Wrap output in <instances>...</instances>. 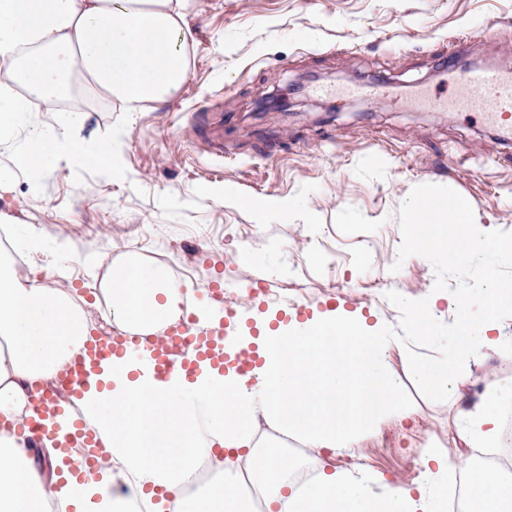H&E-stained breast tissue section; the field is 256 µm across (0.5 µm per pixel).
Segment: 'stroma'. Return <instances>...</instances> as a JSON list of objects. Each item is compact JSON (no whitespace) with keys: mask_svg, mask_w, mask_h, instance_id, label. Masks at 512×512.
<instances>
[{"mask_svg":"<svg viewBox=\"0 0 512 512\" xmlns=\"http://www.w3.org/2000/svg\"><path fill=\"white\" fill-rule=\"evenodd\" d=\"M189 71L180 91L127 112L116 102L88 106L81 138L126 133L120 175L98 166L18 172L0 194V226L17 243L38 229L44 249L67 240L73 257L48 287H99L107 259L124 254L149 225L157 241L146 261L190 269L184 287L243 283L268 275L281 303L323 310L339 292L367 324L398 327L402 298L432 289L460 293L495 273L512 284V264L490 250L465 272L437 259L404 258L413 199L453 195L497 236L512 240V143L478 113L427 112L409 91L451 90L441 68L450 43L467 35L464 61L512 71V0H193ZM302 83L290 112L258 106L275 89ZM381 83L388 99H340L346 85ZM288 202V217L266 205ZM392 351L413 420L393 428L371 472L411 483L424 448L460 451L454 409L407 372L413 359ZM461 393L512 379V350L469 358Z\"/></svg>","mask_w":512,"mask_h":512,"instance_id":"1","label":"stroma"}]
</instances>
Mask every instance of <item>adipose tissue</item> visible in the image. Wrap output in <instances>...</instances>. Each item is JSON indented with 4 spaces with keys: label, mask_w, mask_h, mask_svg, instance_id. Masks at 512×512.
Instances as JSON below:
<instances>
[{
    "label": "adipose tissue",
    "mask_w": 512,
    "mask_h": 512,
    "mask_svg": "<svg viewBox=\"0 0 512 512\" xmlns=\"http://www.w3.org/2000/svg\"><path fill=\"white\" fill-rule=\"evenodd\" d=\"M189 9V0H0V65L45 107L56 104L77 72L90 92L134 112L143 102L169 99L184 82ZM26 112L0 89V147L19 159L41 170L115 165L123 130L101 140L78 139L84 122L78 107L63 124L22 136ZM455 213V200L418 196L415 221L426 231L410 236V254L443 252L450 266L465 270L470 254L492 242L494 232ZM449 215V243L434 242L429 227ZM120 264L121 274L106 276L101 285L117 325L155 332L179 317L181 291L161 268L135 257ZM444 298L434 291L417 301L403 299L411 320L401 335L367 327L359 313L341 308L275 327L258 323L255 337L240 329L227 352L254 344L264 359L244 375L204 363L193 377L177 370L160 381L149 360L105 362L81 395L105 462L90 475L75 474L52 441L39 452L0 429V512H43L49 499L61 512H440L452 462L440 449L426 450L424 480L415 485L336 469L323 452L360 446L388 420L412 419L398 381L388 374L391 349L435 352V362L417 364L412 375L451 403L459 394V365L469 355L503 349L497 315L512 305V285L490 276L477 293L455 298L459 324L448 336L435 328ZM91 320L82 298L20 275L10 254L0 252V417L23 421L29 388L49 380L81 349ZM498 397L489 392L487 400L455 413L464 447L453 460L459 468L470 469V449L500 445L502 423L490 409ZM260 418L310 451L309 482L296 480L299 461L287 449L259 450L251 424ZM201 457L224 481L191 494L187 487ZM258 459L262 497L255 506L239 496L236 484Z\"/></svg>",
    "instance_id": "1"
}]
</instances>
